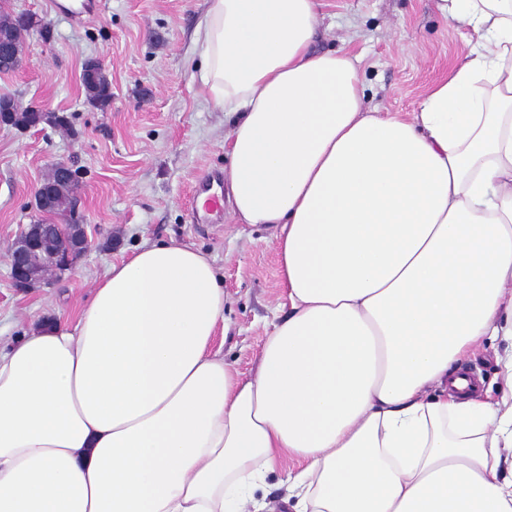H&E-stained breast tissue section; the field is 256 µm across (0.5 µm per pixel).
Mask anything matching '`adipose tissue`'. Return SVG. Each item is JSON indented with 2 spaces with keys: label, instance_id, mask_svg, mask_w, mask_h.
Wrapping results in <instances>:
<instances>
[{
  "label": "adipose tissue",
  "instance_id": "adipose-tissue-1",
  "mask_svg": "<svg viewBox=\"0 0 512 512\" xmlns=\"http://www.w3.org/2000/svg\"><path fill=\"white\" fill-rule=\"evenodd\" d=\"M320 0H211L199 74L231 122L235 220L276 228L288 314L241 377L224 281L143 244L77 322L0 347V512H512V0H439L475 35L411 117L314 55ZM287 470H279L281 460ZM461 368H464V372H472L483 389L492 386L493 390H496L498 387L500 369L495 362L492 348L486 346L476 351L463 361Z\"/></svg>",
  "mask_w": 512,
  "mask_h": 512
}]
</instances>
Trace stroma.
I'll return each instance as SVG.
<instances>
[{
	"mask_svg": "<svg viewBox=\"0 0 512 512\" xmlns=\"http://www.w3.org/2000/svg\"><path fill=\"white\" fill-rule=\"evenodd\" d=\"M313 52L345 49L358 59L364 107L408 115L431 85L462 63L466 25L443 20L437 0H320ZM210 0H99L77 23L53 0H6L33 15L19 68L0 73V96L66 116L76 136L38 126H0V344L60 314L77 320L95 283L140 245H192L214 261L228 298L227 336L215 346L242 375L256 367L284 300L276 231L236 223L196 224L191 195L223 171L230 125L193 68L197 27ZM48 27L43 40L39 27ZM98 61L112 88L103 108L86 100L81 75ZM78 172L77 211L89 249L72 268L15 288L5 253L40 217L35 192L57 162Z\"/></svg>",
	"mask_w": 512,
	"mask_h": 512,
	"instance_id": "obj_1",
	"label": "stroma"
}]
</instances>
